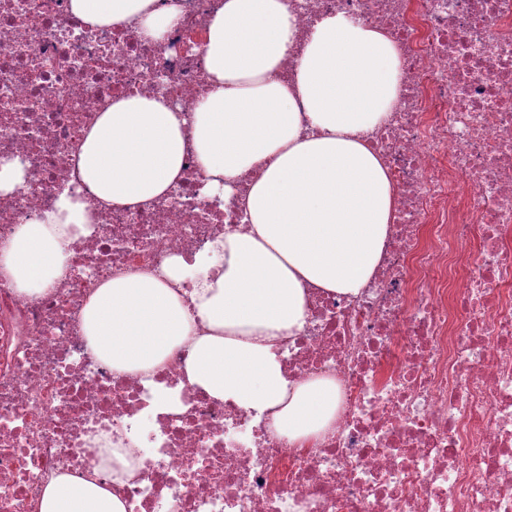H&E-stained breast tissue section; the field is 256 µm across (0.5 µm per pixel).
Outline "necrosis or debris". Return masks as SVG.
<instances>
[{"label":"necrosis or debris","mask_w":512,"mask_h":512,"mask_svg":"<svg viewBox=\"0 0 512 512\" xmlns=\"http://www.w3.org/2000/svg\"><path fill=\"white\" fill-rule=\"evenodd\" d=\"M283 2L297 36L280 80L339 13L384 31L399 62L398 98L364 136L394 193L380 260L358 295L307 285L305 323L279 348L290 382L335 381L333 427L302 446L187 384L186 345L149 376L93 353L82 311L101 284L250 230L259 169L210 195L189 148L149 205L90 199L93 231L64 243L66 277L23 293L0 275V512H39L62 473L98 475L126 512H512V0ZM158 3L180 13L152 38L87 26L69 0H0V161L28 174L0 195V249L81 189V147L113 98L189 113L205 97L222 0ZM163 389L177 410L157 406ZM104 448L135 474L113 482Z\"/></svg>","instance_id":"4bbe7bcc"}]
</instances>
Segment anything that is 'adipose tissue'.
Returning <instances> with one entry per match:
<instances>
[{
  "mask_svg": "<svg viewBox=\"0 0 512 512\" xmlns=\"http://www.w3.org/2000/svg\"><path fill=\"white\" fill-rule=\"evenodd\" d=\"M154 0H70L91 27L138 24L161 34L176 7ZM296 35L282 0H224L208 33L209 91L191 116L158 97L113 100L81 148V181L103 203H151L178 182L194 147L212 190L241 172L260 177L244 206L249 234H225L210 252L167 260L161 275L109 280L83 309L94 354L120 372L150 375L191 343L185 375L210 396L256 414L305 444L330 429L338 394L327 379L293 384L278 356L302 328L305 284L355 295L380 258L393 191L361 139L398 96L397 53L383 32L343 15L321 19L294 83L276 74ZM308 117L312 135L301 133ZM88 203L62 193L43 223L19 225L0 250V271L31 293L64 278V240L89 235ZM191 289H184V282ZM210 332L192 333V317ZM40 512H125L93 477L63 474L44 488Z\"/></svg>",
  "mask_w": 512,
  "mask_h": 512,
  "instance_id": "ef3b65f1",
  "label": "adipose tissue"
}]
</instances>
